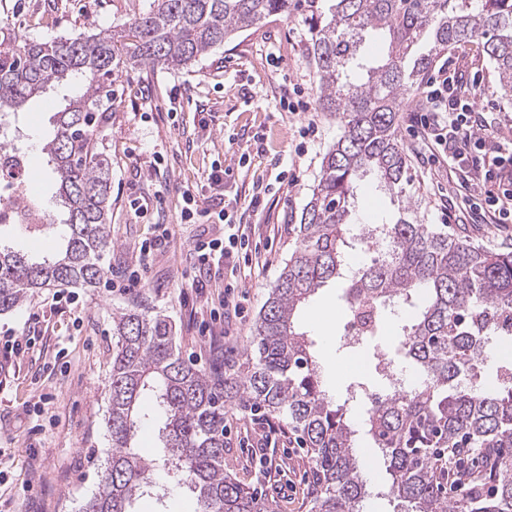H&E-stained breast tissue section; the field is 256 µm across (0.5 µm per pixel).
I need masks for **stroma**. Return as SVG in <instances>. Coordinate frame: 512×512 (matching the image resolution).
I'll return each instance as SVG.
<instances>
[{
  "label": "stroma",
  "mask_w": 512,
  "mask_h": 512,
  "mask_svg": "<svg viewBox=\"0 0 512 512\" xmlns=\"http://www.w3.org/2000/svg\"><path fill=\"white\" fill-rule=\"evenodd\" d=\"M149 0H0V48L22 38L51 40L75 33L121 27L145 11ZM308 28L301 18L273 16L235 35L187 69L171 71L131 65L114 83L112 119L105 144L112 156V249L103 262L134 261L141 242L154 227L132 208L135 199L157 206L169 225L168 242L147 260L143 287L107 291L62 287L28 295L0 314V335L31 333L24 354L0 364V512H79L99 485L109 437L105 428L112 361V316L137 303L162 314L175 327L183 358L213 376L243 369L256 319L271 287L295 247L291 218L300 213L319 175L321 159L341 134L333 113L321 111L309 63ZM445 61L476 74L470 88L476 111L512 115L502 100L490 64L478 43L444 53ZM84 79L74 76L29 103L8 123L28 162L27 176L46 200V221L61 223L64 211L44 145L52 117L82 92ZM302 93L307 107L288 111L282 104L289 89ZM314 125L317 134L301 137ZM422 223L446 226L449 235L493 251L512 248L511 224H448L442 211L445 194L455 192L446 163L428 162L426 144L398 121ZM233 162L221 185H213V166ZM274 191L259 208L249 199L258 184ZM191 192L200 208L217 201L233 203V220L249 225L257 251L242 284L246 317L229 324L224 337L200 333L210 310L222 308L224 286L216 281L203 291L182 290L197 235H222L224 228L180 220L182 195ZM343 281L329 283L314 295L302 314V326L314 340V356L323 387L345 400L351 384L370 376L364 353L345 349L347 318L323 321L322 309L343 308ZM267 418L235 404L224 416V469L250 487L274 512H312L313 464L298 434L280 427L276 445L263 447ZM359 457L369 494L363 512H399L385 494L387 463L368 436H359Z\"/></svg>",
  "instance_id": "stroma-1"
}]
</instances>
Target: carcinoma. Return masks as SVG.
I'll return each mask as SVG.
<instances>
[{
	"label": "carcinoma",
	"instance_id": "obj_1",
	"mask_svg": "<svg viewBox=\"0 0 512 512\" xmlns=\"http://www.w3.org/2000/svg\"><path fill=\"white\" fill-rule=\"evenodd\" d=\"M308 26L317 100L341 135L323 156L311 196L296 217L295 248L257 319L246 370L211 378L180 356L172 323L139 305L112 317V369L105 426L111 454L82 512H133L151 492V466L136 446L150 396L163 421L168 474L191 490L195 512H269L224 473V415L239 402L281 419L312 451L314 512H362L367 495L347 404L330 401L297 312L343 276L350 252L375 253L349 275L345 303L374 316L356 347L373 377L363 427L386 457L388 493L403 512H512V252L489 251L418 220L420 201L397 133V117L420 78L446 51L481 42L502 97L512 98V0H150L120 31L49 41L21 39L0 50V114L70 74L83 93L58 113L44 150L67 218L46 224L63 240L40 262L0 248V312L49 286H93L112 248V158L99 141L112 116V78L129 65L180 70L234 34L275 15ZM377 34L385 53H365ZM371 175L397 209L377 224L352 222L354 182ZM384 240L372 249L367 237ZM415 309L398 347L423 382L396 394L395 362L379 342L395 306ZM463 478L448 496L446 485Z\"/></svg>",
	"mask_w": 512,
	"mask_h": 512
}]
</instances>
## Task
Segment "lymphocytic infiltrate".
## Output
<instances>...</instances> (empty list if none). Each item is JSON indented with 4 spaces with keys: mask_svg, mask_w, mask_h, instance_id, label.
<instances>
[{
    "mask_svg": "<svg viewBox=\"0 0 512 512\" xmlns=\"http://www.w3.org/2000/svg\"><path fill=\"white\" fill-rule=\"evenodd\" d=\"M456 71L440 67L425 85L422 95L427 111L411 115L429 142L432 154L440 156L455 170L461 188L467 192L471 222L512 221V138L495 128L469 100L463 99ZM215 223L224 227L222 236L198 239L192 249L193 264L184 276L189 288H205L214 271L230 270L224 279V319H243L239 288L241 268L235 261L249 245L246 225L233 223L227 210H219Z\"/></svg>",
    "mask_w": 512,
    "mask_h": 512,
    "instance_id": "1",
    "label": "lymphocytic infiltrate"
}]
</instances>
